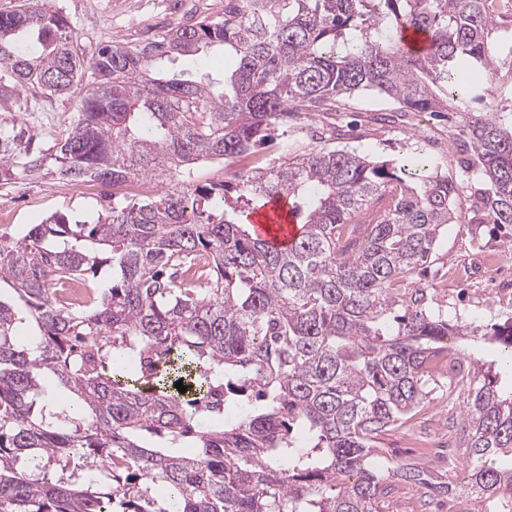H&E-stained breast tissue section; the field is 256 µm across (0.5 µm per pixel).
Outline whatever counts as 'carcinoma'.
<instances>
[{"label": "carcinoma", "mask_w": 512, "mask_h": 512, "mask_svg": "<svg viewBox=\"0 0 512 512\" xmlns=\"http://www.w3.org/2000/svg\"><path fill=\"white\" fill-rule=\"evenodd\" d=\"M503 14L495 0H224L221 16L85 57L74 26L39 0L0 8V104L58 96L87 79L71 130L49 155L0 123V185L28 177L121 187L175 171L152 198L112 205L87 224L55 214L19 239L0 236V512H390L401 485L426 512L440 495L512 512V388L448 337L498 345L512 365V317L448 323L428 285H396L427 264L463 182L431 156L397 166L330 142L336 113L371 91L399 112L442 117L481 177L484 220L512 224V116L488 105ZM427 47L408 50L403 33ZM222 48V79L167 64ZM271 167L200 184L195 165H228L287 133ZM273 198L301 231L288 247L238 213ZM207 268L190 275L194 261ZM112 263L108 288L81 307L58 281ZM468 363L455 481L414 463L381 470L371 452ZM183 380L187 391L175 388Z\"/></svg>", "instance_id": "carcinoma-1"}]
</instances>
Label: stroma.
Returning a JSON list of instances; mask_svg holds the SVG:
<instances>
[{
  "label": "stroma",
  "instance_id": "1",
  "mask_svg": "<svg viewBox=\"0 0 512 512\" xmlns=\"http://www.w3.org/2000/svg\"><path fill=\"white\" fill-rule=\"evenodd\" d=\"M48 7L62 8L75 27L79 52L91 56L106 42L117 40L135 44L163 28H171L205 16H219L224 0H45ZM82 85L71 93L30 101L26 112L0 108V123L24 122L35 144L41 149L53 147L75 121ZM349 109L340 113L349 126L342 147L374 158L401 160L407 155H443L448 173L462 177V161L448 146L447 121L389 122L390 105L376 94L366 92L348 101ZM136 185L107 192L105 187L86 189L81 182L27 179L0 187V210L7 219L0 221V234L17 237L28 225L41 223L55 213L79 220H95L105 208L123 203L125 196L136 194ZM512 277V226L508 224H448L435 246L432 263L423 278L431 286L434 309L449 317L463 316L479 325L504 322L512 317V303H500L483 293L490 270ZM445 388H437L428 397L432 415L415 421L410 430H391L381 443V455L396 463L417 462L434 473L454 478L462 466L459 456L447 451L427 454L420 444L449 437L446 421L458 416L463 400L448 405Z\"/></svg>",
  "mask_w": 512,
  "mask_h": 512
}]
</instances>
